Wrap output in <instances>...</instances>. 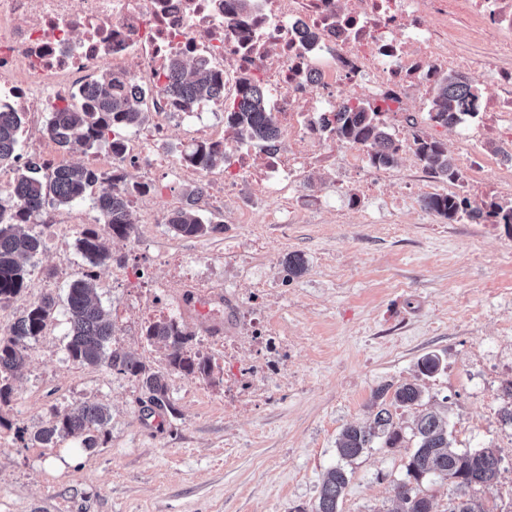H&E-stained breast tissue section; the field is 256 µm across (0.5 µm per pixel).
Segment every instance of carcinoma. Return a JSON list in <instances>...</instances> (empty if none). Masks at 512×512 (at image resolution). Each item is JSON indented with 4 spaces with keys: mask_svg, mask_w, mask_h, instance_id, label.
<instances>
[{
    "mask_svg": "<svg viewBox=\"0 0 512 512\" xmlns=\"http://www.w3.org/2000/svg\"><path fill=\"white\" fill-rule=\"evenodd\" d=\"M166 93L181 107L198 103L224 102V76L198 60L174 65ZM431 120L448 125L453 114H469L479 94L467 77L450 71L432 88ZM149 93L146 84L137 85L121 72H106L70 101L50 113L48 132L58 149L67 154L87 153L94 146L107 142L112 151L121 149L120 131L141 127L147 123L148 110L144 100ZM390 110L359 99L346 103L336 113V135L359 143L370 150L369 160L375 167L386 168L397 161L398 150L393 134L381 120V114ZM226 122L236 138L270 145L278 136L277 120L267 106L266 91L257 84L244 83L233 100L224 108ZM21 117L16 112L0 110V166L19 160L17 147ZM419 162L431 175L443 180L457 181L461 173L448 157L444 145L436 140H417ZM187 160L198 168L209 171L229 161L217 144H199L187 155ZM112 185L105 186L95 199V206L104 218L105 231L127 238L134 224L130 210V196L144 194L149 187L129 183L126 176L117 174ZM103 182L99 172L84 164H69L49 174L35 163L24 165L7 193L0 196V301L7 300L25 288L29 274L28 263L44 248L42 238L27 230L48 205H66L84 198L88 188ZM201 188L190 189L183 204L172 210L167 224L178 235L203 236L220 225L203 220L197 206ZM425 207L450 220H492L494 224L512 226V202L491 201L474 205L466 197L431 196ZM83 256L94 266L112 259V253L96 229H85L78 239ZM71 330L66 344L68 357L81 365L96 366L107 363L119 373L139 379L149 393L152 409L162 415L174 413L169 402L165 376L147 367L141 360L117 349L109 348L113 325L109 312L100 304L95 293V276L86 274L74 281L67 294ZM56 301L51 296L30 306L0 336V402L8 400L12 388L10 378L25 363L31 342L41 335L52 317ZM149 340L162 342L169 350V365L187 374H209V360L199 354L185 351L193 333L175 319L159 320L146 328ZM388 387L374 391L373 399L379 407L372 423L367 426L345 427L336 441L339 463L329 470L319 496L310 512H340L339 505L350 481L346 465L373 448L377 441L394 448L403 439V427L394 420L386 407ZM422 400L420 387L405 383L393 393L391 404L407 408ZM109 420L107 410L97 404H86L78 409L58 413L55 420L38 430L34 442L50 445L59 438L76 437L86 448L98 444L97 433ZM415 447L407 465V479L397 483L396 497L400 512H433L431 496L424 482L440 479L448 482L450 508L448 512H490L470 491L495 481L500 473L502 458L492 448L461 450L453 446L449 421L435 412H425L411 426Z\"/></svg>",
    "mask_w": 512,
    "mask_h": 512,
    "instance_id": "cac0c4a2",
    "label": "carcinoma"
}]
</instances>
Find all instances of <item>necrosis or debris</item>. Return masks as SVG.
Returning a JSON list of instances; mask_svg holds the SVG:
<instances>
[{"label": "necrosis or debris", "mask_w": 512, "mask_h": 512, "mask_svg": "<svg viewBox=\"0 0 512 512\" xmlns=\"http://www.w3.org/2000/svg\"><path fill=\"white\" fill-rule=\"evenodd\" d=\"M483 45L481 55L454 54L453 41ZM194 58L224 67V83L265 88L280 129L276 146L253 151L227 142L161 94L174 61ZM455 70L493 73L497 91L479 101L476 120L461 122L462 172L512 191V0H0V108L27 115L38 134L32 155L46 169L66 165L42 121L106 71H123L154 87V123L120 154L96 157L112 171L144 163L199 183L223 202L239 180L255 191L298 187L309 167L339 149L332 129L344 97L385 101L400 151L426 133L423 113L433 83ZM192 140L224 144L231 176L215 178L177 163L157 146L171 127Z\"/></svg>", "instance_id": "obj_1"}]
</instances>
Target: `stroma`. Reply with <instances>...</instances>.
<instances>
[{
  "label": "stroma",
  "mask_w": 512,
  "mask_h": 512,
  "mask_svg": "<svg viewBox=\"0 0 512 512\" xmlns=\"http://www.w3.org/2000/svg\"><path fill=\"white\" fill-rule=\"evenodd\" d=\"M428 179L406 154L373 186L342 159L322 162L294 194L243 187L220 208L200 200L220 231L187 237L163 221L135 225L109 239L112 259L96 268L77 239L98 225V188L47 207L65 225L33 224L45 247L21 293L0 302L1 333L33 303L56 300L0 402V512H309L342 429L372 420L377 388L403 383L424 396L394 409L395 420L408 427L436 410L455 447L496 449L505 469L474 495L489 512H512V426L501 420L512 405V231L425 209L414 190ZM190 187L157 172L143 205L173 210ZM407 192L412 200L394 209ZM292 257L301 272H289ZM89 271L113 347L164 371L175 415H152L135 377L68 357L66 295ZM254 309L261 320H251ZM169 318L193 332L186 349L208 358L209 374L169 367L164 345L147 339L149 323ZM429 353L442 367L419 375ZM253 362L263 366L256 389L240 392ZM86 403L110 416L97 447L71 437L33 443L57 412ZM413 446L406 437L353 461L341 512H397Z\"/></svg>",
  "instance_id": "35a3bbf8"
}]
</instances>
